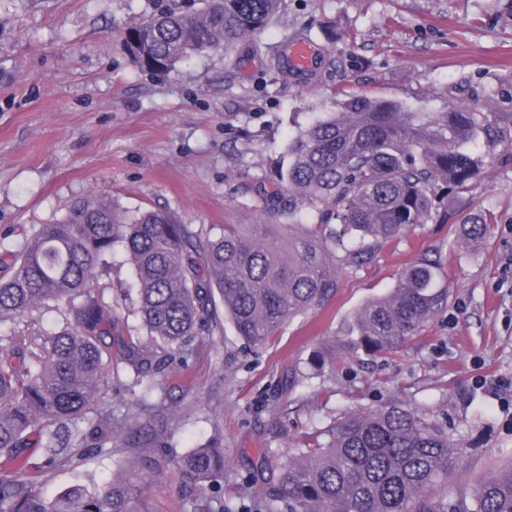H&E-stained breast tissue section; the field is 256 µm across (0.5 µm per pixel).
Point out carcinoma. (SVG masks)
Here are the masks:
<instances>
[{"label":"carcinoma","mask_w":512,"mask_h":512,"mask_svg":"<svg viewBox=\"0 0 512 512\" xmlns=\"http://www.w3.org/2000/svg\"><path fill=\"white\" fill-rule=\"evenodd\" d=\"M286 0H199L135 23L123 43L139 66L169 73L193 55L253 48L245 41L284 10ZM512 113L481 112L464 99L446 112H414L394 99L350 93L333 111L299 129L271 177L258 187L271 214L313 224H226L204 235L172 214L129 215L112 200L83 197L62 220L42 224L0 259V322L21 321L0 338V456L33 447L45 461H69L83 447L81 422L101 444L133 439L139 410L112 418L105 400L112 362L104 361L117 321L99 278L125 250L136 281L133 313L148 342L122 340L134 385L192 353L195 337L218 327L216 300L237 335L261 347L289 319L324 304L338 274L356 270L413 224H458L467 241L486 235L490 212L450 211L443 191L479 183L486 156L512 148ZM484 143L486 152L477 150ZM444 262L425 253L408 263L395 288L362 306L347 323L343 353H394L448 302ZM64 304L71 317L53 333L33 312ZM465 453L460 439L427 414L392 403L346 415L297 448L269 482L268 512H512V468L448 492ZM184 486L202 493L224 473V449L199 447L178 461ZM142 477L115 475L89 492L72 487L47 499L20 471L0 472V512H154Z\"/></svg>","instance_id":"cac0c4a2"}]
</instances>
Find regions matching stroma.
Masks as SVG:
<instances>
[{"instance_id":"1","label":"stroma","mask_w":512,"mask_h":512,"mask_svg":"<svg viewBox=\"0 0 512 512\" xmlns=\"http://www.w3.org/2000/svg\"><path fill=\"white\" fill-rule=\"evenodd\" d=\"M189 0H0V253L97 193L135 213L156 208L181 223L268 224L257 182L288 139L348 92L442 112L450 96L512 113V9L507 0H286L249 38L255 53L189 58L168 75L141 71L120 34ZM327 48L322 80H283L275 60L292 33ZM359 66H351V58ZM481 183L457 209L491 212L485 237L416 224L357 271H341L322 306L287 321L259 349L228 320L197 337L192 354L153 379L145 437L161 447L85 449L46 466L21 461L46 495L110 478L128 456L153 476L154 512H264L266 484L292 448L343 415L390 402L422 411L467 448L449 487L512 468V159L487 158ZM441 252L448 304L396 353L349 358L344 324L393 289L419 255ZM99 287L114 302L119 336H144L120 296L133 277L122 251ZM299 384H291V377ZM221 440L224 474L200 497L176 476L179 458Z\"/></svg>"}]
</instances>
